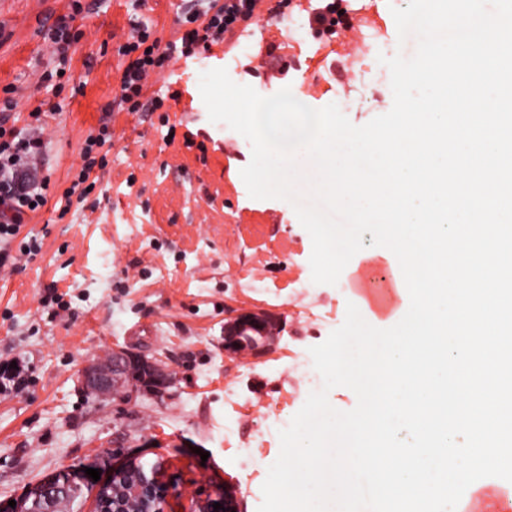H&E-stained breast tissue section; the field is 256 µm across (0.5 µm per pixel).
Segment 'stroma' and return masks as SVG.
I'll return each mask as SVG.
<instances>
[{"label":"stroma","instance_id":"obj_1","mask_svg":"<svg viewBox=\"0 0 512 512\" xmlns=\"http://www.w3.org/2000/svg\"><path fill=\"white\" fill-rule=\"evenodd\" d=\"M81 3L62 93L42 76L53 66L46 38L58 17ZM357 28L377 35L363 73L347 82L350 37L322 38L309 18L321 0H260L235 45L173 61L149 79V92L173 98L155 111H109L124 59L119 48L138 21L162 41L181 34L179 16L202 0H0V100L12 96L16 127L31 110L60 104L45 119V148L32 162L53 189L22 233L40 253L0 269V367L27 366L22 389L0 391V512L23 502L40 482L85 469L109 471L129 457L157 467L168 490L166 512H206L226 490L241 512H257L268 468L280 453L270 430L250 458L239 443L260 413L290 424L311 392L296 387L312 368L311 347L339 328L355 296L345 281L311 280L312 241L292 205L254 199L241 170L249 141L211 122L199 90L202 72L262 65L264 95L290 88L301 103L338 104L356 126L388 112L390 72L379 56H412L417 40H399L392 8L407 0H343ZM290 13L283 28L279 9ZM108 120L107 164L87 200L58 201L80 164L90 129ZM256 278L227 294L233 278ZM308 282L295 296L290 281ZM265 310L283 324L262 356L224 351V324L242 310ZM157 359L174 377L164 396L144 392L100 398L80 385L82 369L106 361L113 346ZM237 396L224 401L225 387ZM208 459H201V452Z\"/></svg>","mask_w":512,"mask_h":512}]
</instances>
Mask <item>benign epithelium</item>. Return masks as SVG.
<instances>
[{"label": "benign epithelium", "instance_id": "benign-epithelium-1", "mask_svg": "<svg viewBox=\"0 0 512 512\" xmlns=\"http://www.w3.org/2000/svg\"><path fill=\"white\" fill-rule=\"evenodd\" d=\"M278 319L267 312H241L224 324V352L235 354L244 348L255 353L269 349L279 335ZM85 392L117 394L127 385H140L156 396H162L173 384L172 377L153 358L126 348H115L104 364L86 367L81 375ZM81 477L59 474L32 489L34 501L80 486ZM135 496L143 512H165L167 489L156 468H143L135 457L112 465L108 478L98 484L95 512H123L126 496Z\"/></svg>", "mask_w": 512, "mask_h": 512}]
</instances>
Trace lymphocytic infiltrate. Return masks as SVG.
Returning a JSON list of instances; mask_svg holds the SVG:
<instances>
[{
    "label": "lymphocytic infiltrate",
    "mask_w": 512,
    "mask_h": 512,
    "mask_svg": "<svg viewBox=\"0 0 512 512\" xmlns=\"http://www.w3.org/2000/svg\"><path fill=\"white\" fill-rule=\"evenodd\" d=\"M258 0H211L204 11L187 13L185 32L174 42L161 44L149 25H141L121 47L125 65L120 76L119 109L139 111L142 98L147 97L149 77L174 59H190L212 46L232 40L239 24L251 18ZM0 115V268L15 263L17 256H36L41 245L36 238L19 240L21 226L31 210L41 209L48 202L49 178L26 180L22 168L26 161L41 154L40 138L21 135L10 126L12 101H5ZM112 139L108 123H100L85 138L80 150L81 163L71 178V191L87 197L90 178L95 169L104 167L102 148Z\"/></svg>",
    "instance_id": "f902f5d3"
}]
</instances>
